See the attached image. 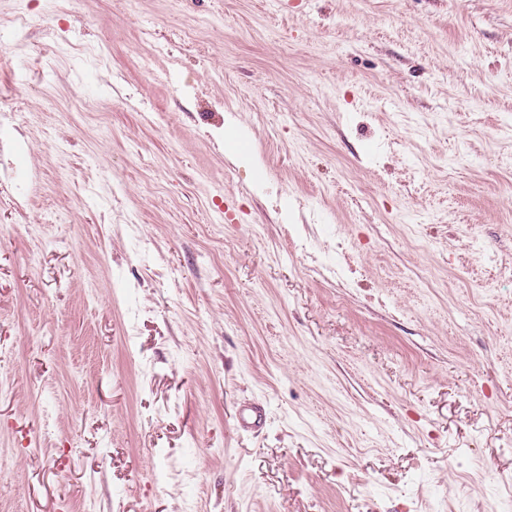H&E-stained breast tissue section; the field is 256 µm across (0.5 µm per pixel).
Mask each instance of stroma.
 <instances>
[{
	"label": "stroma",
	"instance_id": "1",
	"mask_svg": "<svg viewBox=\"0 0 512 512\" xmlns=\"http://www.w3.org/2000/svg\"><path fill=\"white\" fill-rule=\"evenodd\" d=\"M0 512H512V0H0Z\"/></svg>",
	"mask_w": 512,
	"mask_h": 512
}]
</instances>
